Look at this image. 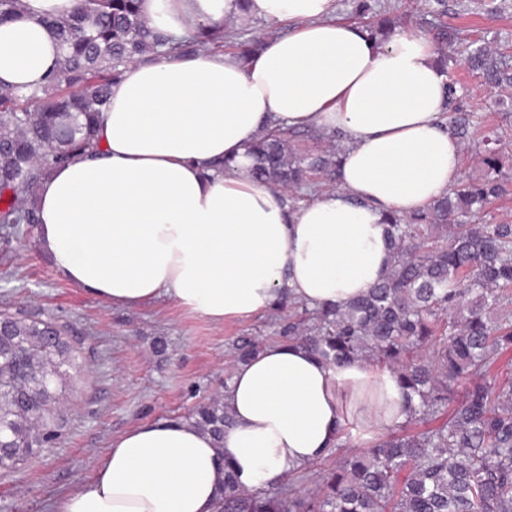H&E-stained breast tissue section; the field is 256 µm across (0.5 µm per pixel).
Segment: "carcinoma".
Returning a JSON list of instances; mask_svg holds the SVG:
<instances>
[{"mask_svg": "<svg viewBox=\"0 0 512 512\" xmlns=\"http://www.w3.org/2000/svg\"><path fill=\"white\" fill-rule=\"evenodd\" d=\"M142 0H78L66 17L47 18L61 54L47 81L22 92L0 85V226L36 224L34 188L42 175L75 155L99 149L96 119L110 87L128 64L183 57L201 51L233 52L249 61L266 39L203 27L187 37L163 36L149 25ZM434 22L424 35L445 74L448 125L461 142L482 146L484 175L463 176L448 194L421 212L389 218L392 256L385 278L342 306L312 308L283 298L277 336L302 343L324 362L358 360L397 373L408 414L401 428L351 455L328 472L320 489L300 494L293 485L248 494L230 463L218 512H512V374L495 370L512 351V221L479 223L476 214L512 197V157L482 115L469 111L448 76L459 61L492 89L512 85V45H468L456 59L458 34L444 21L446 0H432ZM22 0H0V22L22 13ZM355 13L376 43L405 22L386 11L372 14L369 0ZM295 132L278 128L253 143L252 174L265 186L318 190L338 178L343 149L297 151ZM18 357L0 366V424L14 447L0 450V473L24 466L39 451L41 433L59 427V406L69 393L75 355L50 319L12 317ZM264 349L255 336L235 342L236 361ZM196 424L224 439L229 407L213 401Z\"/></svg>", "mask_w": 512, "mask_h": 512, "instance_id": "carcinoma-1", "label": "carcinoma"}]
</instances>
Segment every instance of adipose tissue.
I'll return each mask as SVG.
<instances>
[{
    "instance_id": "ef3b65f1",
    "label": "adipose tissue",
    "mask_w": 512,
    "mask_h": 512,
    "mask_svg": "<svg viewBox=\"0 0 512 512\" xmlns=\"http://www.w3.org/2000/svg\"><path fill=\"white\" fill-rule=\"evenodd\" d=\"M77 0H23L0 24V83L38 87L58 42L46 16ZM176 37L248 11L297 30L253 61L230 52L133 63L98 117L99 151L54 167L37 190V240L73 285L115 305L167 298L221 324L283 293L331 307L366 294L390 265L391 213L447 193L462 147L443 112L444 78L422 35L375 45L337 20L334 0H143ZM346 137L340 183L302 206L255 183L249 146L271 128ZM227 163L215 173L213 163ZM234 424L216 441L194 421L137 426L55 512H215L232 460L241 485L269 487L326 456L345 431L372 445L406 417L396 374L335 368L272 343L233 370Z\"/></svg>"
}]
</instances>
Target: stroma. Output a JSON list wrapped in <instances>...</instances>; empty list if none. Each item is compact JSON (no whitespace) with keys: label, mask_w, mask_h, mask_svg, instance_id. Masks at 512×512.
<instances>
[{"label":"stroma","mask_w":512,"mask_h":512,"mask_svg":"<svg viewBox=\"0 0 512 512\" xmlns=\"http://www.w3.org/2000/svg\"><path fill=\"white\" fill-rule=\"evenodd\" d=\"M487 17L478 0H449V26L464 37H512V0ZM473 111L500 127L512 154V118L503 114L512 89H491L466 68L453 70ZM37 227L0 231V311L39 316L63 326L76 351L73 389L60 407L65 425L56 440L9 475L0 474V512H54L55 500L91 478L113 440L130 428L192 418L224 397L232 343L240 336L273 339L278 314L215 324L161 298L128 308L77 288L36 245Z\"/></svg>","instance_id":"stroma-1"}]
</instances>
